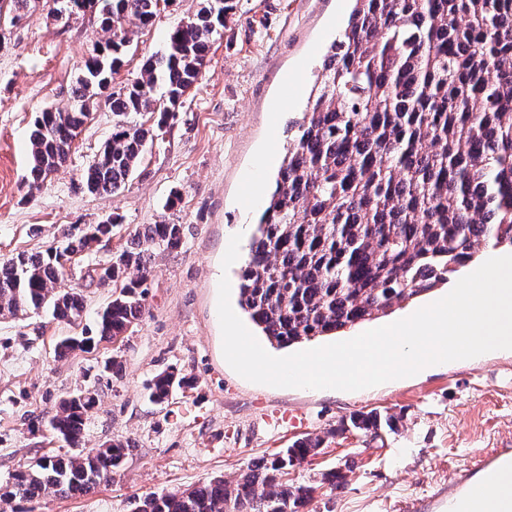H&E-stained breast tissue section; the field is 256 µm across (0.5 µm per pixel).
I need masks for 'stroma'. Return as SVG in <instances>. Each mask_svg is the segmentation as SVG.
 Wrapping results in <instances>:
<instances>
[{"label":"stroma","mask_w":512,"mask_h":512,"mask_svg":"<svg viewBox=\"0 0 512 512\" xmlns=\"http://www.w3.org/2000/svg\"><path fill=\"white\" fill-rule=\"evenodd\" d=\"M201 0H177L128 49L120 82L134 80L144 56L162 52L168 32ZM352 0H235L211 38L198 88L147 146L120 191L93 195L81 185L87 166L112 135L113 115L98 102L66 165L37 189L27 181L36 109L68 110L84 57L107 34L93 13L69 14L63 0H36L22 17L0 13V262L62 245L76 228L117 214L112 238L67 267L64 285L81 291L84 318L49 312L0 315V484L34 458L72 455L115 440L132 441L112 482L75 498L53 493L0 505V512H130L134 498L186 489L214 476L235 482L255 459L320 436L357 411L398 415L378 436L349 431L292 471L300 483L329 469L347 473L342 488L322 486L312 512H438L459 474L512 441V350L441 364L355 392L277 388L250 382L227 363L217 313L218 285L238 286L243 263L223 268L233 235L247 254L288 146V127L306 109L321 61L345 28ZM275 165L262 167L265 154ZM178 224L183 245L152 252L146 314L119 345L55 354L60 337L94 329L115 286L88 272L126 249L148 224ZM123 363L102 374L106 359ZM175 369L194 378L166 404L154 403V375ZM98 395L80 447L47 428L29 431L66 395Z\"/></svg>","instance_id":"stroma-1"}]
</instances>
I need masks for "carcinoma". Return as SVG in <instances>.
Returning a JSON list of instances; mask_svg holds the SVG:
<instances>
[{
  "label": "carcinoma",
  "mask_w": 512,
  "mask_h": 512,
  "mask_svg": "<svg viewBox=\"0 0 512 512\" xmlns=\"http://www.w3.org/2000/svg\"><path fill=\"white\" fill-rule=\"evenodd\" d=\"M69 11L99 15L109 37L83 59L72 89L74 109L35 113L29 137V185L63 167L78 130L99 97L115 117L112 138L86 168L90 193L118 191L148 143L202 79L211 36L224 26L229 0H203L195 17L172 28L164 52L143 60L140 75L118 88L136 30L174 0H67ZM288 151L269 205L241 270L239 303L278 347L335 334L423 297L473 261L480 245L512 246V0H355L331 46ZM166 106H158L159 100ZM148 114L152 123L130 120ZM78 230L58 250L24 254L0 265V313L46 309L72 322L82 295L61 287L67 254L87 256L97 236ZM183 244L178 224H149L101 270L121 282L97 314L93 336L61 338L60 356L103 341L120 343L146 313L150 250ZM135 269L136 276L128 275ZM165 370L150 398L165 403L192 380ZM97 395L61 399L44 421L78 446ZM395 415L358 411L325 435L300 438L270 459L247 464L233 484L214 477L161 495L131 512H303L317 486L288 483V471L347 430L377 435ZM131 443L69 456H42L0 486V501H31L53 492L80 497L112 480Z\"/></svg>",
  "instance_id": "1"
}]
</instances>
